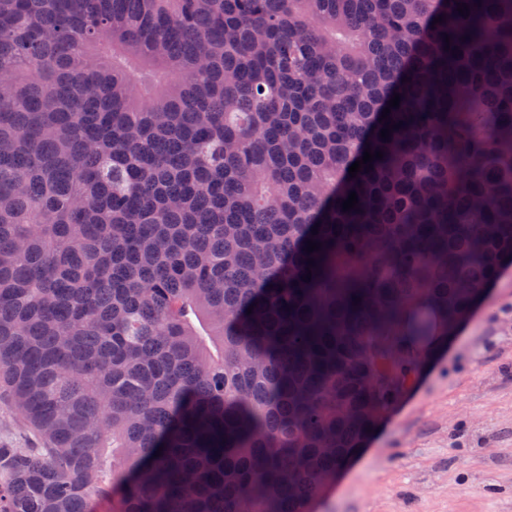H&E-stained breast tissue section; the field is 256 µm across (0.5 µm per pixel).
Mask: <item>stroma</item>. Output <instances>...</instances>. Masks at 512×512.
I'll use <instances>...</instances> for the list:
<instances>
[{"label": "stroma", "instance_id": "35a3bbf8", "mask_svg": "<svg viewBox=\"0 0 512 512\" xmlns=\"http://www.w3.org/2000/svg\"><path fill=\"white\" fill-rule=\"evenodd\" d=\"M314 512H512V264Z\"/></svg>", "mask_w": 512, "mask_h": 512}]
</instances>
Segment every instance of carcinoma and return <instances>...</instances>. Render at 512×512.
I'll list each match as a JSON object with an SVG mask.
<instances>
[{"mask_svg":"<svg viewBox=\"0 0 512 512\" xmlns=\"http://www.w3.org/2000/svg\"><path fill=\"white\" fill-rule=\"evenodd\" d=\"M504 260L512 0H0V512H311ZM35 446H37L36 440L21 418L0 403V447L33 448Z\"/></svg>","mask_w":512,"mask_h":512,"instance_id":"cac0c4a2","label":"carcinoma"}]
</instances>
